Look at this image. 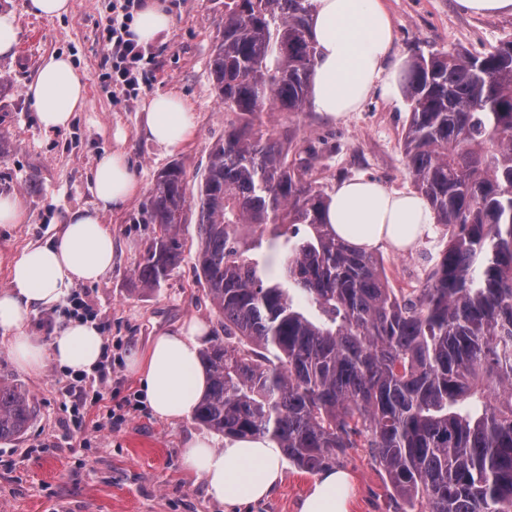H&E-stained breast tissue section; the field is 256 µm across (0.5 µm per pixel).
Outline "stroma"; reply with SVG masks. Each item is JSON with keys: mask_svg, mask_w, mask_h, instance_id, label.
<instances>
[{"mask_svg": "<svg viewBox=\"0 0 512 512\" xmlns=\"http://www.w3.org/2000/svg\"><path fill=\"white\" fill-rule=\"evenodd\" d=\"M172 26L153 45L151 82L135 99L105 92L100 75L109 66L102 32L112 0H72L68 15L48 18L27 10V0H0V14L15 15L19 42L13 56L0 57V194L25 204L22 224H0V288L8 282V260L25 246L52 239L66 210L92 206L89 177L97 159L123 145L140 182L125 208L103 215L112 230L111 271L83 285L96 319L109 336L122 338L104 401L89 407L79 438L67 436L70 410L60 399L63 370L50 367L38 376L18 369L6 338L0 337V378L22 383L36 398L38 411L19 440L0 443V512H300L313 474L286 464L282 482L267 499L232 506L210 494L205 481L185 470L186 441L208 435L194 419L169 422L147 406L130 411L118 405L141 394L139 377L126 364L131 350L146 349L159 335L203 322L220 328L219 317L199 281L195 251L197 228H182L183 260L157 290L143 286L135 268L153 236L146 203L158 174L170 163L182 165L188 180L206 167L224 128L237 122L216 95L209 59L221 35L224 0H162ZM392 17V61L400 66L417 54L464 51L482 54L512 38V14L479 16L462 11L456 0H383ZM71 56L87 87L86 104L71 126L44 131L25 94L27 82L47 55ZM179 94L193 115L195 132L184 145L167 149L140 136L144 103L158 93ZM409 120L401 87L375 91L346 117L333 120L312 109L275 113L276 127H293L302 148L315 159L311 178L326 191L341 180L367 177L393 191L414 186L403 154ZM448 242L440 224L399 253L377 249L392 288L421 287ZM338 466L353 478L350 512H393L378 464L367 449L349 448Z\"/></svg>", "mask_w": 512, "mask_h": 512, "instance_id": "35a3bbf8", "label": "stroma"}]
</instances>
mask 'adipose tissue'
Wrapping results in <instances>:
<instances>
[{
  "label": "adipose tissue",
  "instance_id": "adipose-tissue-1",
  "mask_svg": "<svg viewBox=\"0 0 512 512\" xmlns=\"http://www.w3.org/2000/svg\"><path fill=\"white\" fill-rule=\"evenodd\" d=\"M312 33L317 48L311 75L314 111L338 119L356 111L379 83H390L386 64L391 51L392 20L382 0H313ZM172 25L160 0H146L131 30L138 42L156 41ZM25 94L44 131L68 128L86 99L82 74L70 57H45L27 83ZM191 112L183 100L163 93L143 106L140 131L154 143L176 148L194 133ZM94 208L66 212L63 230L44 244L27 246L10 259L9 284L0 289V335L9 339V353L23 371L38 374L49 365L91 370L99 361L104 339L96 324L70 321L42 342L28 331L32 314L61 305L71 290L99 281L112 268L113 243L102 213L122 209L138 192L139 183L123 148L101 156L91 175ZM337 235L370 252L388 244L402 252L435 222L423 197L393 192L359 178L336 185L326 215ZM206 327L194 321L187 328L156 337L145 351H132L127 366L139 376L144 399L160 419L192 416L207 388L199 363V339ZM184 467L201 476L216 498L247 503L268 496L283 479V454L264 438L232 439L223 448L196 436L182 450ZM351 479L331 469L317 476L300 512H349Z\"/></svg>",
  "mask_w": 512,
  "mask_h": 512
}]
</instances>
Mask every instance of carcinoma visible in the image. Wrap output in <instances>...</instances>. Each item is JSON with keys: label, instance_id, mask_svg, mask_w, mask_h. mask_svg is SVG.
<instances>
[{"label": "carcinoma", "instance_id": "cac0c4a2", "mask_svg": "<svg viewBox=\"0 0 512 512\" xmlns=\"http://www.w3.org/2000/svg\"><path fill=\"white\" fill-rule=\"evenodd\" d=\"M312 0H226L210 72L224 128L187 197L162 169L146 212L144 287L181 263L195 216L196 268L222 336L199 352L208 386L194 420L230 438L275 442L308 473L366 448L402 512H512V39L482 55L415 56L401 75L402 144L416 192L451 229L420 288L390 287L383 258L325 219L297 132L262 114L304 111L316 59ZM283 254L271 273L255 251ZM37 412L0 380V442Z\"/></svg>", "mask_w": 512, "mask_h": 512}]
</instances>
